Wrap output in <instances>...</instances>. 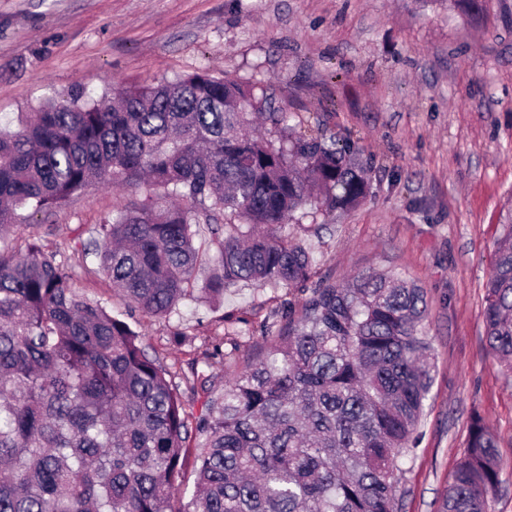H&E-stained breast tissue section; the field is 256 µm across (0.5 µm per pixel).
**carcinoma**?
Here are the masks:
<instances>
[{
  "instance_id": "cac0c4a2",
  "label": "carcinoma",
  "mask_w": 512,
  "mask_h": 512,
  "mask_svg": "<svg viewBox=\"0 0 512 512\" xmlns=\"http://www.w3.org/2000/svg\"><path fill=\"white\" fill-rule=\"evenodd\" d=\"M267 98L202 70L174 81L72 90L0 127V512H401L400 460L416 445L433 376L417 284L396 272L311 288L266 352L205 392L199 415L129 324L72 288L35 241L3 237L16 211L52 210L92 184L148 192L98 225L112 289L142 316L195 289L197 227L214 268L200 292L239 282L293 290L310 249L282 234L308 203L346 211L369 195L351 141L242 134ZM482 312L512 372V191ZM194 426L196 488L174 508ZM497 440L478 415L439 512H492Z\"/></svg>"
}]
</instances>
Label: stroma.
I'll return each instance as SVG.
<instances>
[{"label": "stroma", "instance_id": "obj_1", "mask_svg": "<svg viewBox=\"0 0 512 512\" xmlns=\"http://www.w3.org/2000/svg\"><path fill=\"white\" fill-rule=\"evenodd\" d=\"M207 70L254 84L296 132L348 139L372 191L357 207L308 205L286 227L310 248L307 282L389 270L425 289L433 386L404 463L403 512H437L473 415L498 436L512 512V373L486 345L484 282L512 190V0L477 18L422 0H0V121L86 87L132 86ZM92 187L9 238L38 240L79 294L126 320L186 403L213 393L267 349L301 290L242 283L216 304L191 292L164 318L130 313L83 245L124 203Z\"/></svg>", "mask_w": 512, "mask_h": 512}]
</instances>
